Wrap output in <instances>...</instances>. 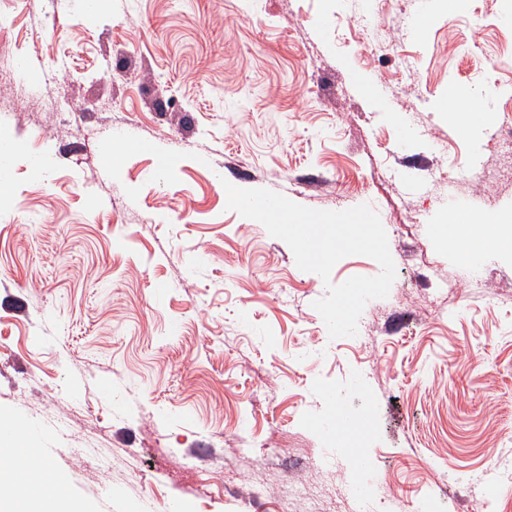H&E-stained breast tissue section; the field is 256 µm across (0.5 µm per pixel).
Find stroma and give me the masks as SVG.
Wrapping results in <instances>:
<instances>
[{
	"label": "stroma",
	"mask_w": 512,
	"mask_h": 512,
	"mask_svg": "<svg viewBox=\"0 0 512 512\" xmlns=\"http://www.w3.org/2000/svg\"><path fill=\"white\" fill-rule=\"evenodd\" d=\"M0 0V418L79 512H512V0ZM454 89L486 122L438 109ZM57 100V111L46 110ZM144 143L109 162V145ZM492 183L458 169L470 156ZM207 157L200 166L199 157ZM374 201L396 277L354 337L225 183ZM480 221L444 237L450 207ZM479 248L476 263L464 252ZM164 282L166 297L152 286ZM374 421L364 433L360 418ZM94 448L111 459L90 460ZM459 476L436 502L424 495Z\"/></svg>",
	"instance_id": "stroma-1"
}]
</instances>
